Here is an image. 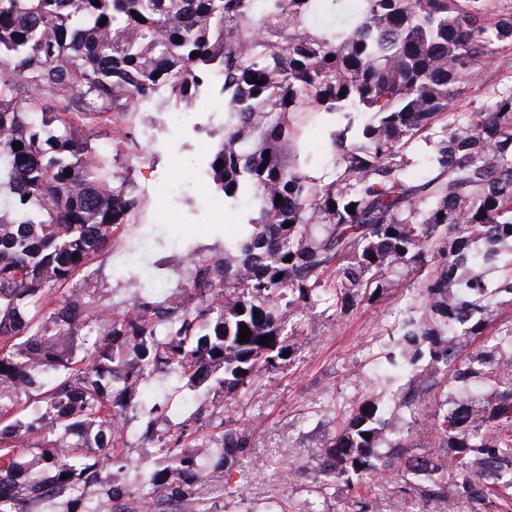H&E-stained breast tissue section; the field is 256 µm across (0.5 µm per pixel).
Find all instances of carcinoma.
<instances>
[{"mask_svg": "<svg viewBox=\"0 0 512 512\" xmlns=\"http://www.w3.org/2000/svg\"><path fill=\"white\" fill-rule=\"evenodd\" d=\"M490 2L0 0V512H35L41 497L112 512L122 491L100 476L129 465L108 449L136 388L215 376L225 411L211 433L179 423L169 464L137 472L188 512H211L194 496L208 458L249 445L224 413L292 350L281 304L343 312L427 266L389 367L371 375L383 388L354 401L319 476L351 485L390 470L448 512L512 507V319H495L512 297V0ZM492 54L498 84L479 111L458 106ZM216 80L224 143L212 169L224 200L245 199V230L222 257H190L195 306L141 297L105 319L101 299L63 290L139 205L96 128L118 133L144 105L191 103ZM307 107L364 116L359 143L331 132L340 172L323 185L284 154L288 115ZM419 137L432 150L410 174L403 150ZM34 388L44 410L24 421ZM422 416L444 453L409 454Z\"/></svg>", "mask_w": 512, "mask_h": 512, "instance_id": "obj_1", "label": "carcinoma"}]
</instances>
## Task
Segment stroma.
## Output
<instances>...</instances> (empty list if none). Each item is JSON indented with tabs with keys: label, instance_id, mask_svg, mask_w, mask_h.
I'll return each mask as SVG.
<instances>
[{
	"label": "stroma",
	"instance_id": "stroma-1",
	"mask_svg": "<svg viewBox=\"0 0 512 512\" xmlns=\"http://www.w3.org/2000/svg\"><path fill=\"white\" fill-rule=\"evenodd\" d=\"M218 96L215 89L202 94L181 123L170 119L181 104L144 106L128 117L123 146L97 138L113 170L134 182L140 206L115 230V248L92 256L71 278L70 288L99 292L112 312L126 310L139 297L177 302L192 281L187 255L223 253L225 237L245 223L247 210L241 205L221 211L214 205L210 162L224 140ZM292 119L289 157L313 182L332 181V150L324 134L345 129L346 119L324 113H296ZM421 278V273L410 274L403 287L346 313L322 304L301 315L284 313L294 332L291 359L261 374L238 402L233 425L247 429L250 446L218 467L221 494L199 486L212 512H263L279 504L286 512H448L446 502L421 499L388 473L361 490L339 483L323 491L315 481L324 443L336 431L337 410L347 409L363 393ZM137 399L147 408L168 402L171 422L191 419L203 436L225 395L209 382L178 392L159 382L140 387Z\"/></svg>",
	"mask_w": 512,
	"mask_h": 512
}]
</instances>
